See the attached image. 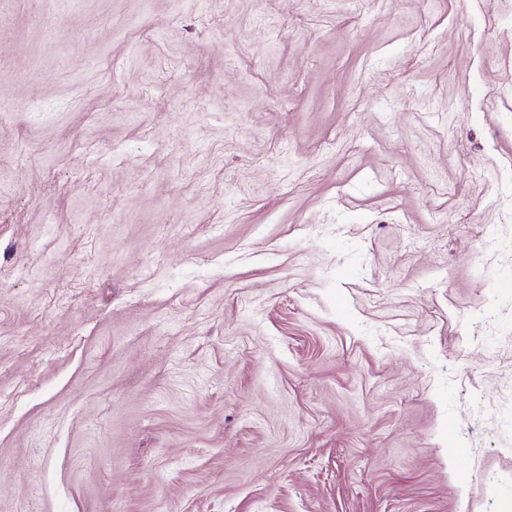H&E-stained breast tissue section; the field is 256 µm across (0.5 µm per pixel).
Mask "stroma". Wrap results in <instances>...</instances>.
Masks as SVG:
<instances>
[{
    "label": "stroma",
    "mask_w": 512,
    "mask_h": 512,
    "mask_svg": "<svg viewBox=\"0 0 512 512\" xmlns=\"http://www.w3.org/2000/svg\"><path fill=\"white\" fill-rule=\"evenodd\" d=\"M0 512H512V0H0Z\"/></svg>",
    "instance_id": "stroma-1"
}]
</instances>
